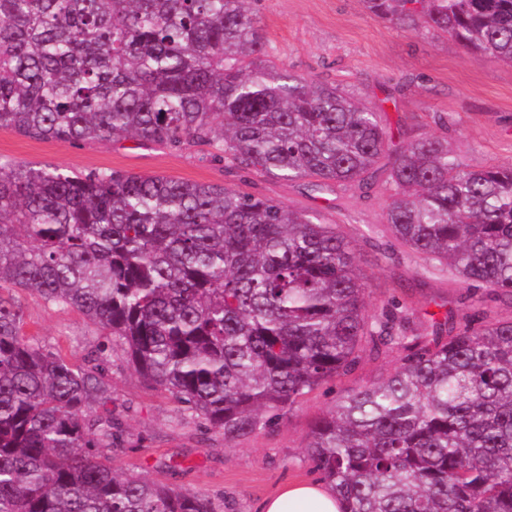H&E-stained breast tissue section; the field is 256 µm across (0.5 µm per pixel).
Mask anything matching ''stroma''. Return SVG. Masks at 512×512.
<instances>
[{"instance_id": "stroma-1", "label": "stroma", "mask_w": 512, "mask_h": 512, "mask_svg": "<svg viewBox=\"0 0 512 512\" xmlns=\"http://www.w3.org/2000/svg\"><path fill=\"white\" fill-rule=\"evenodd\" d=\"M252 8L274 61L298 78L335 86L381 112L389 150L375 166L370 189L315 192L305 179L237 172L203 159L196 147L143 145L130 137L73 145L0 129V157L78 172L115 169L224 185L316 212L354 247L369 278V313L399 304L439 316L485 312L512 318L511 299L464 283L438 261L409 258L384 222L392 195L391 158L423 135L447 139L459 162L472 168L512 163V64L478 60L431 28L377 18L364 0H254ZM19 299L23 332L43 348L77 367L98 356L108 398L94 403L90 414L112 415L119 431L109 453L113 466L208 499L215 512H260L285 484L316 480L306 449L313 422L342 396L381 380L399 363L397 353L362 349L352 372L316 387L273 424L228 444L222 431L144 381L121 339L77 310L27 292Z\"/></svg>"}]
</instances>
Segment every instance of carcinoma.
Wrapping results in <instances>:
<instances>
[{
  "instance_id": "obj_1",
  "label": "carcinoma",
  "mask_w": 512,
  "mask_h": 512,
  "mask_svg": "<svg viewBox=\"0 0 512 512\" xmlns=\"http://www.w3.org/2000/svg\"><path fill=\"white\" fill-rule=\"evenodd\" d=\"M512 63V0H365ZM0 128L72 143L133 137L316 189L368 187L381 113L270 59L249 0H0ZM384 220L425 259L512 297V164L472 169L448 141L397 154ZM81 312L135 370L224 433L278 418L351 372L365 345L400 354L308 435L343 512H512V319L369 314L337 225L218 184L0 158V290ZM0 294V512H215L118 472L102 449L107 385L22 335Z\"/></svg>"
}]
</instances>
